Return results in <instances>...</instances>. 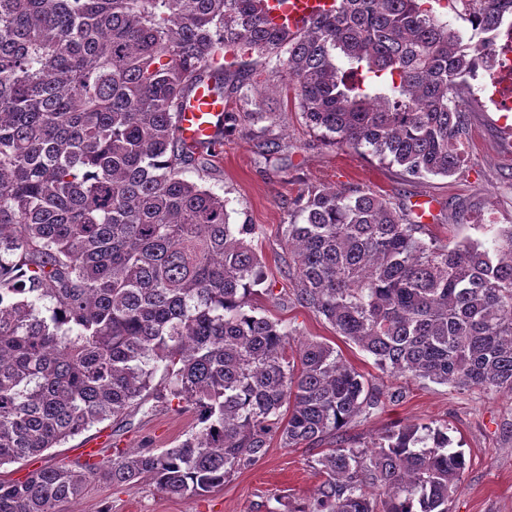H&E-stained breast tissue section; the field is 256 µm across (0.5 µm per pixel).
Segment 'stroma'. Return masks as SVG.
<instances>
[{
    "mask_svg": "<svg viewBox=\"0 0 512 512\" xmlns=\"http://www.w3.org/2000/svg\"><path fill=\"white\" fill-rule=\"evenodd\" d=\"M226 111L239 118L238 131L225 134L219 169L206 178L187 171L190 179L221 195L235 222L257 225L254 244L265 265L266 284L274 290L293 287L288 275V252L279 237L289 223L293 201L305 184L359 186L386 195L400 209H411L423 196L433 198L435 214L429 230L448 245L469 240L491 242L496 233L512 226V144L502 135V114L492 104L479 102L471 118L470 137L463 147L464 163L451 177L409 178L398 167L348 147L318 140L299 113L287 107L280 93L258 83L247 99L225 94ZM280 112L273 133L287 144L282 161L267 165L257 156L253 141L262 125L255 115ZM259 314L282 320L300 339L333 346L342 358L382 390L395 379L382 375L373 358L335 334L332 326L308 309L267 295L253 298ZM404 399H382L369 416L351 423L343 438L368 445L378 436L404 426L444 425L452 447L465 453L467 467L452 512H512V395L491 394L478 388L459 390L445 384L407 380L400 383ZM197 414L187 405L136 411L126 421L106 420L68 439L60 446L19 463L0 467V474L24 479L35 469L65 463H84L85 444L101 441L100 461L114 448L131 451L149 447L163 451L198 430ZM320 480L311 467L307 448H283L272 443L254 466L227 479L223 488L197 497L161 493L155 486H113L101 480L86 484L75 501L61 504V512H271L277 501L294 504L308 500Z\"/></svg>",
    "mask_w": 512,
    "mask_h": 512,
    "instance_id": "1",
    "label": "stroma"
}]
</instances>
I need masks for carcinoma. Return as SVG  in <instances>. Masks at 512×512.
<instances>
[{
  "label": "carcinoma",
  "instance_id": "obj_1",
  "mask_svg": "<svg viewBox=\"0 0 512 512\" xmlns=\"http://www.w3.org/2000/svg\"><path fill=\"white\" fill-rule=\"evenodd\" d=\"M339 0L299 34L262 0H0V467L38 456L161 387L198 413L173 448L106 464L0 475V512H58L100 478L202 496L273 441L320 451L313 497L289 512H451L467 466L448 427H403L354 448L339 433L383 392L330 344L256 313L266 282L256 226L182 177L217 168L226 112L189 145L178 109L208 80L248 97L258 77L293 93L320 139L410 177L463 161L471 87L512 0ZM284 145L263 136L272 165ZM281 225L293 302L390 378L512 395V228L449 247L382 195L307 186Z\"/></svg>",
  "mask_w": 512,
  "mask_h": 512
}]
</instances>
